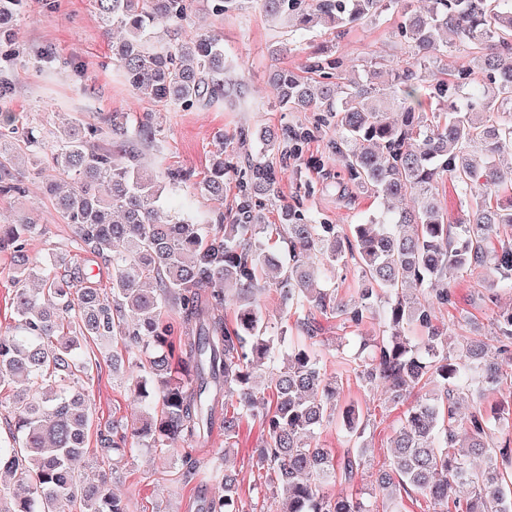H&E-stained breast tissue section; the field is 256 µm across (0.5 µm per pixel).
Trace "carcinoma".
<instances>
[{"mask_svg": "<svg viewBox=\"0 0 512 512\" xmlns=\"http://www.w3.org/2000/svg\"><path fill=\"white\" fill-rule=\"evenodd\" d=\"M106 30L119 29L112 59L125 80L159 107L209 106L244 97L229 75L224 44L209 33H185L192 0H95ZM26 0H0V32L24 12ZM275 25L297 31L324 26L342 34L396 12L397 35L414 62L398 68L377 90L381 70L364 66L359 79L345 77L343 63L327 50L313 52L302 72H274L280 108L313 110L321 126H336L332 153L344 163L348 182L386 198L411 195L414 208L354 224L350 233L335 224H314L286 205L279 225L288 260L266 253L258 238L265 228L263 199L275 172L263 163L240 179L235 221H217L224 233H210L187 208L176 221L159 224L156 206L165 186L140 165L139 144L152 138L149 119L135 136L114 117L107 132L71 123L54 130L26 131L17 140L0 132V197L25 192L23 173H43L50 156L60 186L45 179L70 225L76 249L112 264V286L85 284L84 270L62 257L33 265L26 245L35 225L0 224V252L11 255L13 303L18 320L0 331V386L19 385L14 429L0 440V470L16 491L0 493V512H128L109 492L110 473L95 485L80 482L87 466L90 418L75 385L93 368L86 344H122L112 352L113 370L130 369L129 390L141 409L130 427L112 421L100 447L113 461L128 453L131 434L161 455L178 437L208 440L222 416L224 449L238 445L243 422L258 423L262 444L256 461L260 495H280V512H380L398 508L401 493H418L431 512H512V444L493 439L495 427L512 420V310L496 318L501 362L484 361L488 337L454 341L434 324V304L453 303L447 276L471 268L489 273L494 290L512 287V163L495 158L496 145L512 142V0H433L430 10L412 11L407 0H263ZM452 48L467 58L455 79L418 85L417 67L440 70ZM306 130L262 129L264 151L302 152ZM486 160H472L476 149ZM224 160L199 182L224 204ZM448 175L470 213L448 223L433 188ZM316 256L340 268L348 259L361 268L354 296L312 287L306 259ZM281 287L288 308L302 314L297 335L268 334L257 304L259 282ZM83 287H77V284ZM235 290L230 323L216 313L224 288ZM178 306L191 333L174 336L165 308ZM360 327L379 317L382 335L363 337L367 356L343 358L327 373L314 346L321 342L317 316ZM418 326L415 341L405 329ZM281 360L274 384L265 367ZM384 381L393 407L406 406L391 440L377 490L369 498L333 495L327 487L350 484L366 462L362 411L343 400L344 381ZM508 388L488 414L478 405L459 417L465 397L483 399ZM336 421L357 445L341 454L314 442L317 431ZM211 469L221 492L207 512H256L234 474Z\"/></svg>", "mask_w": 512, "mask_h": 512, "instance_id": "obj_1", "label": "carcinoma"}]
</instances>
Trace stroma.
<instances>
[{"label": "stroma", "instance_id": "stroma-1", "mask_svg": "<svg viewBox=\"0 0 512 512\" xmlns=\"http://www.w3.org/2000/svg\"><path fill=\"white\" fill-rule=\"evenodd\" d=\"M213 6V0H194L188 29L212 31L222 37L225 59L246 87L240 102L171 109L154 106L134 93L113 61L111 38L104 34L95 15L94 0H27L9 45L0 46V79L11 87L9 95L0 98V126L18 132L29 126L52 129L67 122L100 126L118 114L133 129L143 115H150L154 135L140 146L143 162L162 175L172 170L191 175L176 191L164 193L158 210L160 221L175 216L187 199L199 223L212 228L218 221H233L238 174L261 156L257 132L265 127L305 128L310 130L311 139L303 153L276 163L279 179L266 202L268 223H278L284 204L317 223L343 228L358 223L362 216L386 211L387 200L362 189L353 187L347 198L338 197L336 183L342 169L327 148L336 137L335 127L317 126L313 112L280 109L270 74L278 68L300 69L305 56L321 46L331 49L348 70L369 58L384 63L407 60L409 50L395 35V15L385 13L376 22L342 34L319 27L291 35L271 26L261 0H245L241 10L221 16L215 15ZM280 44L287 45V53L275 54L274 48ZM222 157L232 160L234 168L224 174V201L218 204L202 194L197 184ZM314 158L321 159V167L311 166ZM6 218L36 224L37 232L27 245L31 260L50 254L67 258L91 272L96 285L109 287L111 265L73 248L71 228L45 193L40 177L27 178L24 196L0 200V220ZM450 286L455 304L434 310L435 324L450 336L469 335L474 326L492 335L497 312L512 308V288L498 290L496 301L487 300L482 270L457 274ZM378 331L374 321L349 329L335 319L323 322L321 352L328 371H335L339 357L357 354L361 337ZM78 389L84 393L90 412V465L83 477L94 480L112 467L111 459L97 443V434L108 432L113 419L133 422L137 409L129 399L125 377L113 373L108 362L94 367ZM344 394L360 405L369 422L367 461L352 486L338 484L331 491L339 494L349 489L361 494L372 489L378 469L388 459L400 412L387 404L380 385L365 387L352 380ZM174 445L176 451L169 456L141 447L122 462L110 489L123 498L128 512H205L207 502L218 491L211 463L223 455L230 458L242 495L253 497L260 445L258 425L243 426L238 447L229 453L224 450V431L218 426L204 445H189L179 439Z\"/></svg>", "mask_w": 512, "mask_h": 512}]
</instances>
